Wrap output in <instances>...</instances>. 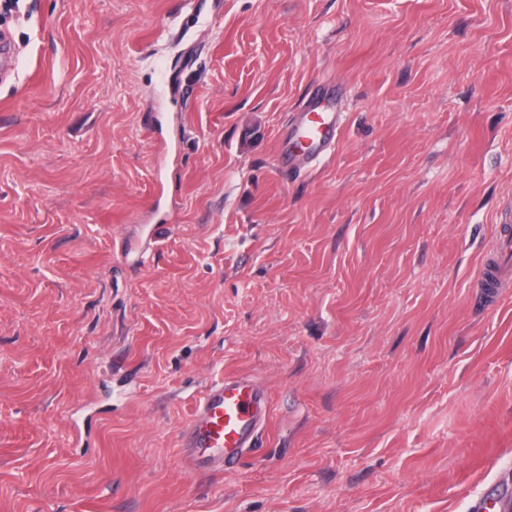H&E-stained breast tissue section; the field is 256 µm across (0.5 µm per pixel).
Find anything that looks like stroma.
<instances>
[{
  "label": "stroma",
  "mask_w": 512,
  "mask_h": 512,
  "mask_svg": "<svg viewBox=\"0 0 512 512\" xmlns=\"http://www.w3.org/2000/svg\"><path fill=\"white\" fill-rule=\"evenodd\" d=\"M0 512H479L512 488V0H0ZM345 114L297 178L278 135ZM252 378L224 472L180 446ZM305 109L292 114L279 137L278 169L286 176L308 171L336 147L343 112L336 111L325 94L309 98ZM495 283L497 288H510L512 282V269L506 264L494 260L491 264H485L481 268L476 282L478 288H485L486 282ZM270 401L248 377L226 375L195 403L180 446L197 471H224L239 463L270 417Z\"/></svg>",
  "instance_id": "obj_1"
}]
</instances>
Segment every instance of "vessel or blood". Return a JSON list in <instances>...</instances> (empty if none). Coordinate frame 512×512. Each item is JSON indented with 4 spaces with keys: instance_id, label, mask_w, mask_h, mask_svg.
<instances>
[{
    "instance_id": "b4317fda",
    "label": "vessel or blood",
    "mask_w": 512,
    "mask_h": 512,
    "mask_svg": "<svg viewBox=\"0 0 512 512\" xmlns=\"http://www.w3.org/2000/svg\"><path fill=\"white\" fill-rule=\"evenodd\" d=\"M343 115L324 94L309 98L306 109L292 114L280 134L278 169L289 175L308 171L335 150ZM496 262L483 265L477 287L486 283L512 286V267L502 256L512 253V226L501 223L493 244ZM270 401L263 389L244 376L228 375L210 385L195 403L180 446L197 471H221L239 463L270 417Z\"/></svg>"
}]
</instances>
